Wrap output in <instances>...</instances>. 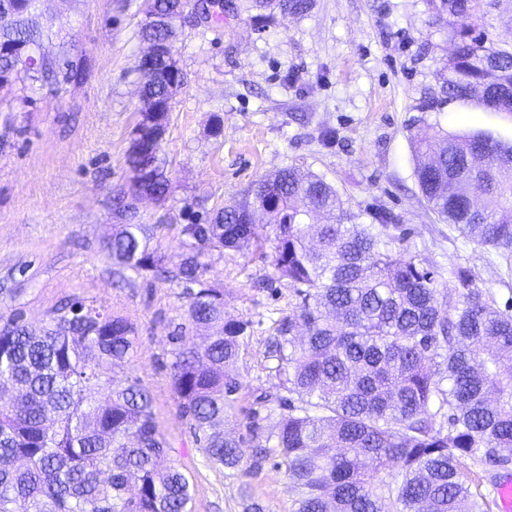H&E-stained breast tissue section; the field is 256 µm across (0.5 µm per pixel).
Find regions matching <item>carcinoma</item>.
<instances>
[{"label": "carcinoma", "instance_id": "cac0c4a2", "mask_svg": "<svg viewBox=\"0 0 512 512\" xmlns=\"http://www.w3.org/2000/svg\"><path fill=\"white\" fill-rule=\"evenodd\" d=\"M315 0H239L236 10L267 20L304 16ZM435 23L456 40L438 74L439 90L421 110L453 101L512 112V47L489 42L475 20L487 0H429ZM152 26L144 41H177L181 14ZM50 35L18 16L0 31L29 49ZM165 58L142 74L140 100H168ZM24 73L0 56V79ZM50 86L70 81L68 61L40 73ZM420 141L415 176L444 222L470 243L496 250L512 264V142L484 131ZM152 143L129 151L128 185L114 198L125 223L105 243L120 266L185 286V324L209 330L205 344L173 352L170 383L205 460L243 475L266 462L297 491L294 512H484L461 472L512 460V305L500 307L472 270L441 273L418 255L360 222L336 188L319 175L281 168L252 183L211 224H183L182 260L174 268L135 223V201H165L171 189ZM465 183L478 184L482 206ZM270 250L278 279L293 290L289 311L275 320L266 358L276 363L271 390L255 397L278 415L265 434L234 415L235 368L248 345L250 322L224 318V289L208 278L213 253ZM136 347L123 316L80 303L54 312L36 330L19 317L0 325V512H192L193 486L173 464L154 397L137 378L118 381ZM106 388V404L93 394ZM249 443L256 453L245 460ZM338 452L331 453L329 449Z\"/></svg>", "mask_w": 512, "mask_h": 512}]
</instances>
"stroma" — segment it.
Masks as SVG:
<instances>
[{
    "instance_id": "stroma-1",
    "label": "stroma",
    "mask_w": 512,
    "mask_h": 512,
    "mask_svg": "<svg viewBox=\"0 0 512 512\" xmlns=\"http://www.w3.org/2000/svg\"><path fill=\"white\" fill-rule=\"evenodd\" d=\"M196 2L187 0L192 20L175 44L186 82L162 143L172 192L165 204H138L139 223L169 265L181 260V225L209 223L260 176L294 166L324 176L364 223L390 214L388 234L406 237L439 271L467 266L499 301L512 300L504 260L439 221L416 182L412 141L435 126L512 141L510 113L460 102L419 111L453 51L426 0H316L307 15H279L263 28L217 5L201 15ZM142 4L39 0L38 21L52 33L46 54L81 58L85 70L55 90L26 78L0 98V323L17 315L37 328L75 301L125 317L136 351L117 376L152 391L170 460L193 486V512H249L254 502L262 512H292L296 491L282 470L269 462L247 478L208 464L178 414L173 353L202 342L181 327L182 285L120 270L104 248L138 122ZM209 278L224 290L225 318L251 323L236 418L255 415L272 430L276 417L253 401L276 382L264 352L291 290L259 253L215 259Z\"/></svg>"
}]
</instances>
